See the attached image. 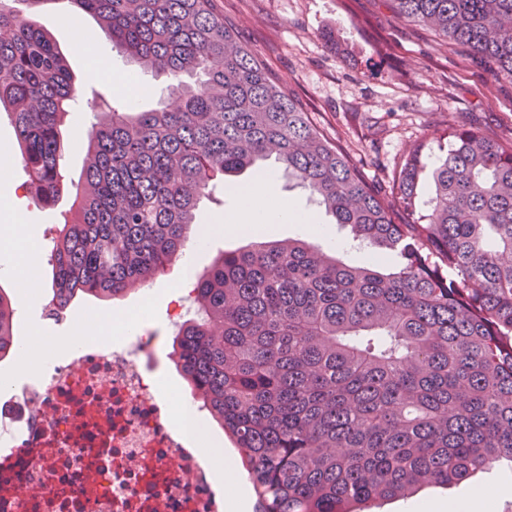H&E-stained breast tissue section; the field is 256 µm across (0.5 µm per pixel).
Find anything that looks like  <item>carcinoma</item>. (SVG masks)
Segmentation results:
<instances>
[{"label":"carcinoma","mask_w":512,"mask_h":512,"mask_svg":"<svg viewBox=\"0 0 512 512\" xmlns=\"http://www.w3.org/2000/svg\"><path fill=\"white\" fill-rule=\"evenodd\" d=\"M128 61L168 80L151 111L106 99L50 255L60 319L80 295L121 299L181 254L215 183L275 157L336 223L356 265L258 235L195 277L172 356L233 438L262 512H368L512 463V143L448 130L419 202L425 144L382 197L224 23L215 0H65ZM60 0H0V109L34 201L64 169L59 126L78 91L39 17ZM512 79V0H389ZM395 255L383 268L379 253ZM18 333L0 286V358Z\"/></svg>","instance_id":"cac0c4a2"}]
</instances>
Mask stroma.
<instances>
[{"label":"stroma","instance_id":"stroma-1","mask_svg":"<svg viewBox=\"0 0 512 512\" xmlns=\"http://www.w3.org/2000/svg\"><path fill=\"white\" fill-rule=\"evenodd\" d=\"M238 41L287 85L324 136L338 146L366 180L388 190L394 170L418 141H427L429 157L445 154L448 128L460 125L502 142H512V80L494 78L482 60L416 23L398 18L386 0H217ZM29 176L14 163L9 180L0 181V197L18 201L23 224L37 235L42 261L39 302H15L20 320L31 321L48 336H70L79 322L96 326L122 306L144 305L142 329L154 337L151 361L175 381L171 402L191 398V390L169 359L170 303L180 294L182 265L191 261L204 271L214 257L246 244V237L221 234L199 248L185 247L181 259L150 281L151 302L140 294L123 301L93 298L76 301L62 321L48 319L44 304L50 251L69 208L61 196L54 208L36 205L28 192ZM279 195L296 211L321 225L318 244L335 249L346 263L361 259L349 247V233L335 224L287 173L276 178ZM479 489L497 491L495 512H512V464L501 463L460 485L444 490L423 487L416 496L390 500L372 512H414L423 500H460Z\"/></svg>","mask_w":512,"mask_h":512}]
</instances>
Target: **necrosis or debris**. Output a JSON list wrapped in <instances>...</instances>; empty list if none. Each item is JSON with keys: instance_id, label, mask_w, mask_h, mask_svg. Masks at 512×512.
Instances as JSON below:
<instances>
[{"instance_id": "obj_1", "label": "necrosis or debris", "mask_w": 512, "mask_h": 512, "mask_svg": "<svg viewBox=\"0 0 512 512\" xmlns=\"http://www.w3.org/2000/svg\"><path fill=\"white\" fill-rule=\"evenodd\" d=\"M102 328L0 399V512H224V492L155 392L152 338Z\"/></svg>"}]
</instances>
